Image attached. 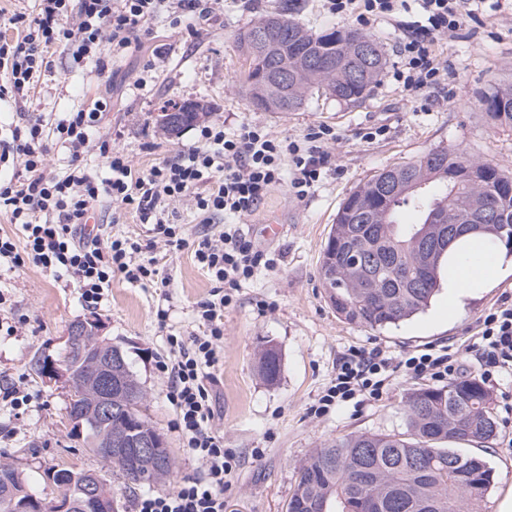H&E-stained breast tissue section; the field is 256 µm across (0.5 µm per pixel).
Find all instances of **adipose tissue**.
I'll use <instances>...</instances> for the list:
<instances>
[{
	"label": "adipose tissue",
	"mask_w": 512,
	"mask_h": 512,
	"mask_svg": "<svg viewBox=\"0 0 512 512\" xmlns=\"http://www.w3.org/2000/svg\"><path fill=\"white\" fill-rule=\"evenodd\" d=\"M505 263L501 245L479 238H466L448 250V315L459 317L466 298L478 295L499 279Z\"/></svg>",
	"instance_id": "1"
}]
</instances>
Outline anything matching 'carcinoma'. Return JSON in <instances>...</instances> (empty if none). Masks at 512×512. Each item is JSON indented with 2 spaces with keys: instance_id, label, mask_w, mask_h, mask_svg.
Listing matches in <instances>:
<instances>
[{
  "instance_id": "obj_1",
  "label": "carcinoma",
  "mask_w": 512,
  "mask_h": 512,
  "mask_svg": "<svg viewBox=\"0 0 512 512\" xmlns=\"http://www.w3.org/2000/svg\"><path fill=\"white\" fill-rule=\"evenodd\" d=\"M278 40V62L291 74L288 85L270 91L265 112H296L307 96L323 89L340 102L363 99L381 75L386 59L374 69L358 57L342 38V29L327 28L312 33L290 18L284 19ZM312 53L332 60L329 66L300 64V57ZM361 70L360 80L352 78V68ZM491 98L500 108L487 113L493 123L512 125V87H500L483 99ZM209 116L207 112H165L159 128L171 137ZM445 172L452 179L440 176ZM512 183V173L493 163L472 158L458 149L437 148L417 159L386 168L358 186L342 203L335 224L324 246L320 275L329 302L350 322L371 329H386L423 311L436 295L448 254V241L441 240L443 224H431L439 208L465 219L482 209L494 213L495 221L482 235L512 246V195L501 184ZM419 185L416 192L411 184ZM426 231L437 245L431 261L419 266L425 242H415L413 230ZM69 354L73 384L87 401L84 381L91 371L89 352ZM258 368L270 384L277 382L281 356L273 345L259 352ZM143 411L137 418L125 414L101 420L85 415L80 434L97 455L103 435L133 444L143 434L148 421L145 394L134 402ZM409 434L375 433L339 438L314 448L301 462L298 477L288 501V512H470V505L483 498L492 483V472L484 458L475 452H460L458 445L485 447L495 439L498 423L490 407V394L475 377L453 379L440 387L415 390L405 401ZM172 458H165L157 472L134 467L126 456L112 458L115 475L126 483L154 486L165 482L173 472ZM95 471L67 468L45 472L41 512H55L58 498L71 505L83 498V481ZM480 482V493L472 496L469 486ZM30 496L29 480L14 466H0V512H19L17 505Z\"/></svg>"
}]
</instances>
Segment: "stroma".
Segmentation results:
<instances>
[{"label":"stroma","mask_w":512,"mask_h":512,"mask_svg":"<svg viewBox=\"0 0 512 512\" xmlns=\"http://www.w3.org/2000/svg\"><path fill=\"white\" fill-rule=\"evenodd\" d=\"M224 9L206 22L194 39L161 21L143 46L117 61L111 74H98L93 63H73L56 50L51 73L34 96L0 107V122L42 118L98 99L110 103L100 132L124 148L143 169L165 159L197 138V127L168 137L159 129L167 101H198L210 110V121L242 122L265 127L273 135L302 139L310 129L328 126L337 140L329 145L328 170L316 190L295 199L287 183L273 186L241 228L256 249L278 254L276 267L259 270L243 281L224 310V362L209 383L213 431L224 437L238 467L225 492L227 512H287L306 455L327 441L362 433H399L407 428L404 403L419 389L418 381L399 375L380 399L353 407L347 404L317 418L310 412L330 384L336 363L349 347H374L397 355L406 350L454 344L462 350L464 374L481 370L467 350L480 318L512 295V274H505L478 298L469 300L456 320L448 318V291L440 289L430 305L412 319L383 330L348 322L331 306L319 275L322 250L336 214L348 195L385 168L412 161L436 148H459L477 159H489L512 171V126H496L478 100L495 88L512 85V10L483 7L458 37L438 41L451 74L447 95L410 97L392 78L403 31L395 21L361 23L327 13L323 0H223ZM288 11L306 29L353 28L382 48L387 64L365 98L340 103L319 92L296 112L255 109L239 81L242 58L237 35L261 16ZM156 64L146 88L130 81L146 61ZM280 225L278 238L269 235ZM165 284L130 283L114 278L102 306L82 308L76 288L33 263H25L11 279L0 282V319L19 321L17 332L0 334V391L24 383L27 409L14 414L0 399V465L16 466L31 482L50 468L92 469L106 475V488L118 512H133L140 487L113 476L110 465L80 439L72 437L67 414L69 386L44 383L32 369L34 353L62 355L69 326L95 315L104 324L101 336L119 347L146 395V415L162 435L174 461L166 482L173 489L185 479H199L203 470L184 448L173 427L175 413L167 400V382L155 370L156 357L166 354L168 336L198 333L197 304L212 284L195 263L190 249L158 255ZM169 311L159 326L157 308ZM281 355L276 383L260 375L257 357L264 344ZM498 433L482 455L493 482L474 512H498L501 498L512 489V417L495 411Z\"/></svg>","instance_id":"stroma-1"}]
</instances>
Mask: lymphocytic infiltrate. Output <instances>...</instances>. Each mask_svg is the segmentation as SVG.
<instances>
[{
  "instance_id": "f902f5d3",
  "label": "lymphocytic infiltrate",
  "mask_w": 512,
  "mask_h": 512,
  "mask_svg": "<svg viewBox=\"0 0 512 512\" xmlns=\"http://www.w3.org/2000/svg\"><path fill=\"white\" fill-rule=\"evenodd\" d=\"M419 18L399 44L401 65L393 77L408 95H423L448 85L449 65L437 54L439 37L451 36L464 20L476 19L480 0H418ZM221 0H36L33 14L12 13L13 39H0V101L25 100L48 72L51 49L62 48L74 62L91 61L108 72L143 39L158 19L189 28L220 7ZM398 0H326V9L340 18L361 22L394 19ZM106 101L64 113L53 124L42 120L9 126L0 137V166L11 168L0 178V216L19 225L22 240L0 235V277L32 262L69 278L84 308H99L114 276L131 283H156L162 278L153 252L192 248L194 257L214 283L197 318L202 335L168 339L169 350L155 368L169 382L167 397L175 409L174 427L185 448L202 465L204 475L168 491L147 492L135 501L134 512H226L224 493L237 462L213 432L214 411L206 384L208 371L224 357V309L231 292L259 268L275 259L258 251L237 228V220L253 213L271 186L291 172L295 199L307 197L329 165L327 146L336 134L328 127L310 130L304 139L288 141L264 127L223 123L203 126L197 140L172 160L143 170L111 139L98 136ZM68 154L63 171L52 169V147ZM106 160L108 175L92 176L88 155ZM138 213L150 227L147 240L112 235L101 238L86 230L90 209L101 200ZM194 210L202 223L216 216L234 219V226L216 236L191 241L174 220L176 206ZM484 381L512 377V303L501 302L485 314L469 347ZM412 379L445 382L463 373L453 346L404 351L394 356L380 349L349 348L336 364V376L311 412L322 417L336 407L382 397L396 372Z\"/></svg>"
}]
</instances>
